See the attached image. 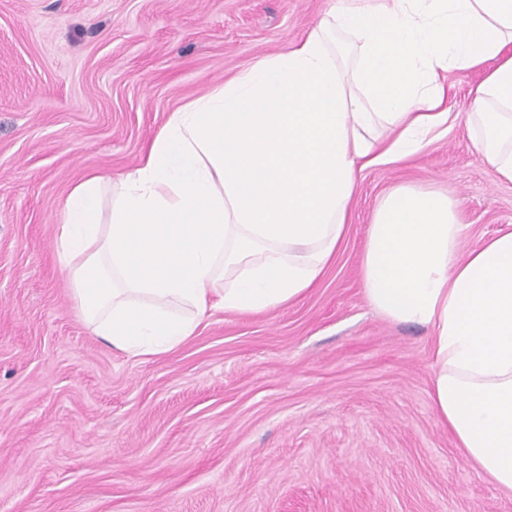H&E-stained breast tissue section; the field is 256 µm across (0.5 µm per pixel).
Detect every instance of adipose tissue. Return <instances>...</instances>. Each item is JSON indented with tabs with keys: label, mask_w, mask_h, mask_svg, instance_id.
<instances>
[{
	"label": "adipose tissue",
	"mask_w": 512,
	"mask_h": 512,
	"mask_svg": "<svg viewBox=\"0 0 512 512\" xmlns=\"http://www.w3.org/2000/svg\"><path fill=\"white\" fill-rule=\"evenodd\" d=\"M481 69L474 148L512 182V0H336L286 52L170 113L140 163L68 194L55 254L90 333L165 355L211 310L309 295L348 231L358 171L448 129V71ZM454 199L401 186L361 259L368 304L433 331V411L476 470L512 492V230L464 250Z\"/></svg>",
	"instance_id": "ef3b65f1"
}]
</instances>
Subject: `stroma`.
Returning a JSON list of instances; mask_svg holds the SVG:
<instances>
[{
  "instance_id": "obj_1",
  "label": "stroma",
  "mask_w": 512,
  "mask_h": 512,
  "mask_svg": "<svg viewBox=\"0 0 512 512\" xmlns=\"http://www.w3.org/2000/svg\"><path fill=\"white\" fill-rule=\"evenodd\" d=\"M333 0H0V512H512L434 414L429 329L360 278L400 185L448 190L467 247L512 229V182L465 124L482 71L449 72L447 135L360 173L349 230L305 298L212 312L166 355L91 336L55 256L70 189L119 178L191 96L286 51Z\"/></svg>"
}]
</instances>
